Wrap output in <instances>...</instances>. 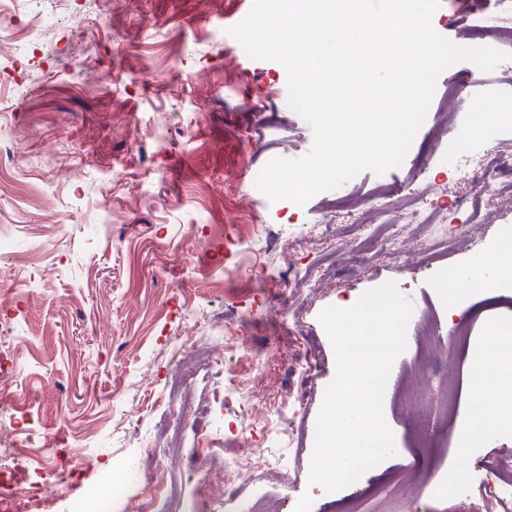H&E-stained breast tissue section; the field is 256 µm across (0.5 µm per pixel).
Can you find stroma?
Wrapping results in <instances>:
<instances>
[{"label":"stroma","instance_id":"stroma-1","mask_svg":"<svg viewBox=\"0 0 512 512\" xmlns=\"http://www.w3.org/2000/svg\"><path fill=\"white\" fill-rule=\"evenodd\" d=\"M254 0H71L70 15L50 22L52 41L21 58L35 79L23 91L0 79V236L13 238V257L0 258V283L14 287L0 321L12 322L0 397V424H16L14 452L25 430L38 429L51 454L32 460L47 512H96L101 500L142 488L145 470L165 461L168 429L180 428L182 497L193 512H244L242 500L217 505L215 480L194 425L171 398L169 352L178 333L208 335L233 313L246 320L220 346L225 371L236 372L247 406L223 398V373H201L209 420L224 439V475L250 486L253 498L279 512H342L359 498L360 512H491L481 460L512 452V395L489 406L497 420L476 448L462 452L484 404L469 370L497 359L492 327L512 319L502 295L512 291L497 244L512 232V212L484 204L492 221H470L472 187L455 179L453 145L498 140L512 147V81L499 71L471 83L466 109L448 135L433 140L449 79L469 81L472 65L440 76L426 120L405 162L383 174L364 172L299 206L270 201L251 185L272 159L299 158L313 134L287 103V74L274 61L231 53L230 28ZM432 24L468 45L473 30L493 40L490 23L460 21L454 0H439ZM158 71L163 81L148 84ZM492 113L494 130L472 133L467 109ZM457 201L454 227L400 224L366 241L352 213L323 223L329 203L380 185L400 186L418 165ZM83 174L70 185L66 169ZM111 207L112 221L102 210ZM320 281L318 289L264 281L289 263ZM457 286L489 283L465 294L449 316L441 277ZM393 280L413 302L407 349L394 363L384 415L397 453L335 492L309 484L316 420L336 373L331 343L318 315L354 303L367 289ZM288 297L283 325L271 309ZM435 331L431 359L418 344V316ZM469 327L459 340L460 327ZM313 337L317 371L312 390L293 402L290 368ZM262 345L270 357L254 368L244 355ZM291 406L301 435L271 423V403ZM249 449L254 462H276L289 480L252 483L234 460Z\"/></svg>","mask_w":512,"mask_h":512}]
</instances>
